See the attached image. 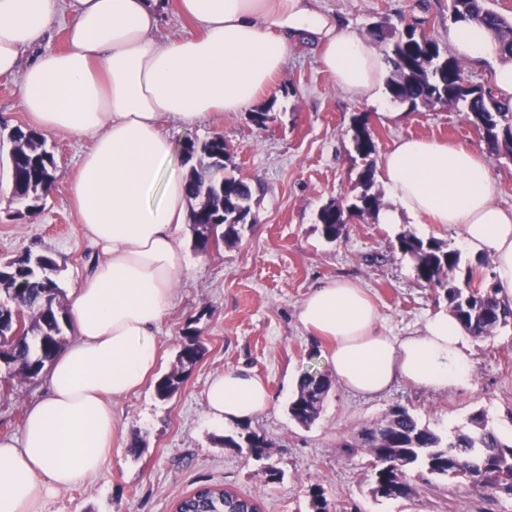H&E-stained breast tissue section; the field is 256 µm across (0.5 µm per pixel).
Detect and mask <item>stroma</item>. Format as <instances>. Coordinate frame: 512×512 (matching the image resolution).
Masks as SVG:
<instances>
[{
	"mask_svg": "<svg viewBox=\"0 0 512 512\" xmlns=\"http://www.w3.org/2000/svg\"><path fill=\"white\" fill-rule=\"evenodd\" d=\"M344 27L363 34L371 24L414 25L445 42L451 19L448 0H325ZM402 121L382 117L365 99L341 90L325 72L316 50L295 43L273 94L261 95L252 112H232L219 121L171 126L173 144L220 135L229 153L228 174L252 188L251 221L239 242L199 255L193 229L182 239L198 266L181 280L179 301L157 334L160 373L170 372L186 323L199 329L205 353L170 399L159 400L153 386L117 400L113 408L123 438L112 450L105 478L61 491L48 512H174L183 497L201 485H217L252 499L260 512H310V489L320 484L332 512H512V498L487 500L467 482H416L407 500L378 502L369 494L371 458L349 447L363 426L392 406H406L421 423L445 436L467 430L469 418L484 412L503 439L512 438V325L491 339L474 338V366L467 386L437 394L399 383L379 397L362 396L333 385L318 418L307 427L294 423L288 404L305 372L329 375L325 347L299 324L301 303L316 287L337 279L357 281L378 307L386 331L404 336L448 303L441 289L420 281L396 247L409 232L455 244L454 228L409 222L378 223L364 216L350 220L344 236L326 242L318 214L323 206L357 195L366 161L352 140L357 119L372 131L377 154L399 138L452 140L486 150L483 133L462 108L418 107ZM269 115L258 127L253 112ZM14 79H0V263L18 255L48 252L58 264V283L70 293L102 258L90 245L70 202V183L90 138L50 133L46 147L55 161L54 182L35 215L12 197L9 167L12 128L23 125ZM252 372L269 388L270 408L247 423V430L269 442L265 458L245 448H228L224 438L235 426H214L206 418L203 393L211 375L228 370ZM46 393L44 379L16 384L10 401L0 403V438L21 433L27 406ZM140 438L139 455L129 444ZM282 475L270 482L267 466Z\"/></svg>",
	"mask_w": 512,
	"mask_h": 512,
	"instance_id": "stroma-1",
	"label": "stroma"
}]
</instances>
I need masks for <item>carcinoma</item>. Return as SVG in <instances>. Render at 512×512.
<instances>
[{
    "instance_id": "carcinoma-1",
    "label": "carcinoma",
    "mask_w": 512,
    "mask_h": 512,
    "mask_svg": "<svg viewBox=\"0 0 512 512\" xmlns=\"http://www.w3.org/2000/svg\"><path fill=\"white\" fill-rule=\"evenodd\" d=\"M453 22L467 20L482 23L500 42L505 57L512 59V18L488 6L491 0H448ZM368 34L386 45L384 55L389 66L387 89L392 99L415 109L437 104L464 108L484 133L489 152L512 154V104L496 98L491 89L469 82L459 63L443 53L438 42L412 25L399 28L388 22L375 23ZM12 143L10 169L13 197L27 213L42 210V202L54 181L55 162L46 148V139L38 131L16 127L9 134ZM356 152L367 158L376 152L372 132L364 121L354 125ZM224 151V139L213 137L206 147L186 139L182 152L187 193L191 206L193 246L206 254L211 243L220 240L236 243L251 213L252 190L248 183L226 174V165L218 160ZM363 191L346 204L331 202L318 215L324 239L339 240L346 231V218H378L382 205L371 189L375 168L368 163L360 173ZM399 250L410 257L418 279L444 291L448 311L475 338L490 336L512 323V306L499 301L494 287L472 286L476 269L462 261L461 252L450 249L436 238L421 239L402 233L397 237ZM57 264L48 254L26 253L0 263V338L10 340L11 350L4 360L13 375L25 382L36 380L66 343L69 327L67 311L61 301L62 289L55 273ZM204 355L200 331L188 323L182 329V341L173 370L155 383L161 400L172 397L186 379L187 371ZM332 381L324 375L305 373L290 402V419L300 425L313 423ZM471 427L450 440L421 424L408 408L391 407L379 420L363 427L346 448H364L374 466L371 495L377 500L409 499L415 493L411 472L420 469L441 479L462 478L476 489L488 488L512 496V441L507 442L489 428L484 416L475 414ZM224 446L248 448L262 457L270 447L267 439L255 432H240L224 437ZM186 505L195 512H247L258 509L252 500L231 491L205 486L203 492ZM311 512H330L324 488L318 484L310 491Z\"/></svg>"
}]
</instances>
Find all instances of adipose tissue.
<instances>
[{
    "label": "adipose tissue",
    "instance_id": "1",
    "mask_svg": "<svg viewBox=\"0 0 512 512\" xmlns=\"http://www.w3.org/2000/svg\"><path fill=\"white\" fill-rule=\"evenodd\" d=\"M162 8L161 0H0V77L15 79L27 126L94 138L71 200L105 255L70 293L75 338L46 367V396L27 409L20 438L0 439V512H46L54 493L103 478L120 438L113 400L157 374L156 330L176 305L175 282L192 270L181 239L186 178L172 165L168 123L247 111L300 40L320 49L341 89L383 116L392 111L382 53L343 29L323 0H178L194 29L161 43ZM60 25L66 47H45ZM448 46L457 59L492 63L496 96L512 102V60L483 25L456 24ZM379 168L393 201L380 223L456 228L463 252L493 255L496 295L512 303V208L493 203L481 155L403 138ZM298 320L329 342L332 375L349 391L374 396L403 381L441 392L470 380L467 333L449 312L429 317L421 334L388 336L367 292L334 281L306 297ZM204 404L212 421L233 426L266 411L271 396L248 371L227 370L210 379Z\"/></svg>",
    "mask_w": 512,
    "mask_h": 512
}]
</instances>
